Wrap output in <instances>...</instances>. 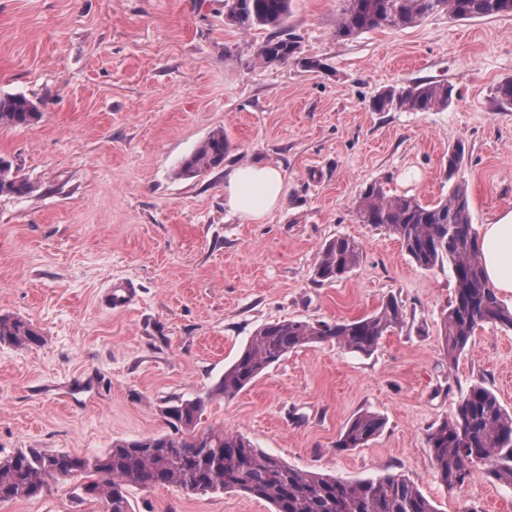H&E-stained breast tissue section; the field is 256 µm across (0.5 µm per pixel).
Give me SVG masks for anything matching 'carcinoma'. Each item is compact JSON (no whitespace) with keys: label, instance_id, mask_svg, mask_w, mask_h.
<instances>
[{"label":"carcinoma","instance_id":"carcinoma-1","mask_svg":"<svg viewBox=\"0 0 512 512\" xmlns=\"http://www.w3.org/2000/svg\"><path fill=\"white\" fill-rule=\"evenodd\" d=\"M448 10L456 20L512 13V0H343L336 36L352 39L377 28L413 27L428 16ZM291 0H226L225 20L239 30L267 27L271 35L255 50L262 65L304 62L295 36L287 30ZM504 109H512V78L496 87ZM454 99L446 80L418 81L379 94L372 109L429 112L445 109ZM37 104L23 95H0V125L28 127L38 122ZM230 148L227 133L211 132L184 159L179 175L195 177L221 167ZM465 158V144L448 149V178ZM33 185L19 178L12 162L0 156V196H21ZM356 215L363 224L385 228L396 236L423 269L446 261L455 285L443 316V350L453 364L484 325L512 328V310L486 280L476 230L472 224L467 184L457 181L448 197L424 204L415 197L388 196L375 184L361 191ZM360 245L338 237L320 250L316 275L322 282L342 279L362 260ZM403 322L394 300L381 310L353 320H288L259 328L235 361L224 370L216 393L234 396L288 353L316 343L336 341L344 349L369 353L386 333ZM43 337L24 319L0 315V343L19 347L41 344ZM205 410L202 399L180 400L163 410L169 431L116 440L94 456H78L40 448L20 449L0 461V502L33 499L49 483L78 481L80 500L96 502L112 512H134L128 486L176 487L186 493L240 492L265 500L273 512H440L401 475L385 473L351 482L298 470L281 458L253 446L240 433L222 428L197 429ZM383 419L373 413L356 416L336 441V448H361L378 435ZM427 447L439 480L452 490L469 479L470 466L482 463L492 482L512 487V415L496 395L476 383L461 395L455 414L432 426Z\"/></svg>","mask_w":512,"mask_h":512}]
</instances>
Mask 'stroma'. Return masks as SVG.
Masks as SVG:
<instances>
[{
	"label": "stroma",
	"mask_w": 512,
	"mask_h": 512,
	"mask_svg": "<svg viewBox=\"0 0 512 512\" xmlns=\"http://www.w3.org/2000/svg\"><path fill=\"white\" fill-rule=\"evenodd\" d=\"M341 0H292L302 56L261 65L269 29L224 22V0H0V93L38 104L39 123L0 126V154L34 192L0 196V314L43 342L0 343V458L21 448L92 456L117 439L165 431V406L207 398L201 428L238 432L290 466L348 481L385 473L415 482L439 512H512V488L482 464L448 489L426 434L462 393L487 383L512 413V329L487 325L456 364L442 348L454 274L416 265L354 203L369 184L430 204L447 197L448 147L466 144L473 224L512 211V110L494 97L512 77V14L437 12L404 29L336 35ZM445 80L441 111L376 112L372 100ZM225 165L280 168L281 208L246 224L224 207V171L180 176L212 131ZM346 237L360 264L318 281L319 252ZM121 281L131 303L107 307ZM400 327L370 354L336 342L289 353L231 398L225 369L264 324L355 319L387 300ZM383 418L365 446L336 442L359 414ZM134 512H271L242 493L128 488ZM0 512H100L73 481Z\"/></svg>",
	"instance_id": "1"
}]
</instances>
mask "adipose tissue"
<instances>
[{
	"instance_id": "obj_1",
	"label": "adipose tissue",
	"mask_w": 512,
	"mask_h": 512,
	"mask_svg": "<svg viewBox=\"0 0 512 512\" xmlns=\"http://www.w3.org/2000/svg\"><path fill=\"white\" fill-rule=\"evenodd\" d=\"M286 194L283 172L273 166L240 165L224 175V205L244 222L258 224L278 209ZM487 279L512 295V212L477 227Z\"/></svg>"
}]
</instances>
